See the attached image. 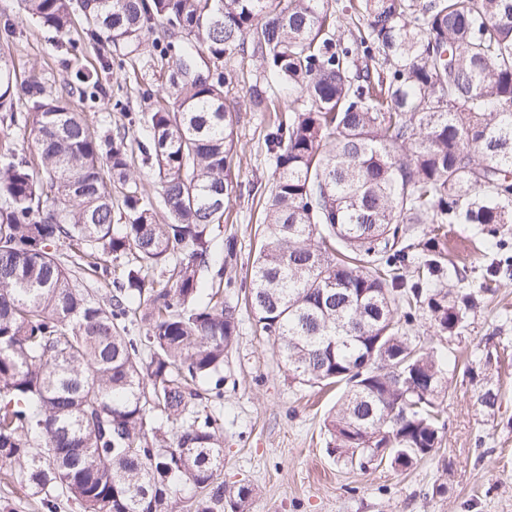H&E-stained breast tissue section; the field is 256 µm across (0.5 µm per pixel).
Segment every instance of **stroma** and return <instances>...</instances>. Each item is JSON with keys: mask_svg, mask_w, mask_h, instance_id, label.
<instances>
[{"mask_svg": "<svg viewBox=\"0 0 512 512\" xmlns=\"http://www.w3.org/2000/svg\"><path fill=\"white\" fill-rule=\"evenodd\" d=\"M0 51L19 74L37 69L57 91L70 77L73 57L97 64L103 94L89 115L105 129L126 126L116 99L127 98L144 115L166 88L167 64L155 59L151 40L120 58L106 41L88 42L81 27L70 37L35 23L21 0H0ZM269 115L244 112L237 128L232 178L241 186L230 203L231 216L216 239L236 243L226 275L244 280L260 245L267 186L273 166L265 145ZM470 224L448 227V260L464 267L471 287L489 286V305L471 315L450 339L419 321L416 334L428 346L460 354L475 345L505 348L502 363H477L473 374L449 373L450 394L439 457L407 471L388 465L359 469L331 454L324 420L334 393L289 379L272 338L264 335L249 310L240 312L237 341L224 367L225 487H255L251 512H512V282L493 284L486 270L493 253L473 239ZM488 387L499 389L501 406L478 402ZM445 493H437L438 484ZM0 512H48L41 495L23 487L9 468L0 467Z\"/></svg>", "mask_w": 512, "mask_h": 512, "instance_id": "35a3bbf8", "label": "stroma"}]
</instances>
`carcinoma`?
<instances>
[{
  "mask_svg": "<svg viewBox=\"0 0 512 512\" xmlns=\"http://www.w3.org/2000/svg\"><path fill=\"white\" fill-rule=\"evenodd\" d=\"M22 4L64 36L81 17L116 50L164 24L186 40L160 47L167 94L129 118L144 121L159 196L125 189L120 226L104 173L127 184L133 150L125 128L98 132L81 112L97 70L54 94L0 57V112L25 103L35 143L27 158L0 142V464L50 512L61 497L81 512H250L254 488L220 478L216 413L237 286L289 378L342 389L324 421L339 457L409 469L437 455L456 359L415 323L456 336L483 303L448 263V225H477L499 255L491 275L512 279V0ZM247 44L261 70L249 110L276 111L279 85L300 108L266 134L262 244L239 284L214 242L238 187L229 93ZM203 55L224 71L197 81ZM100 272L113 275L103 295L84 286Z\"/></svg>",
  "mask_w": 512,
  "mask_h": 512,
  "instance_id": "obj_1",
  "label": "carcinoma"
}]
</instances>
